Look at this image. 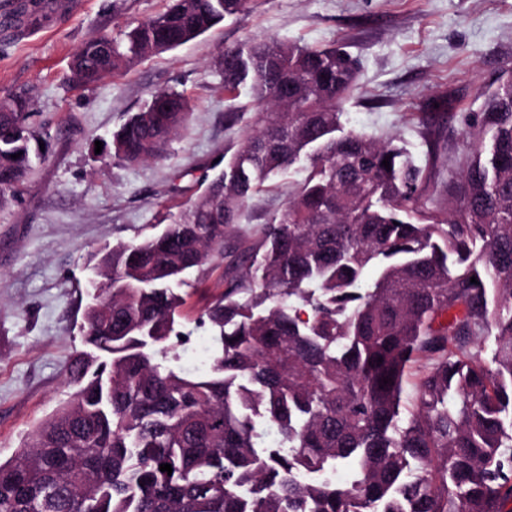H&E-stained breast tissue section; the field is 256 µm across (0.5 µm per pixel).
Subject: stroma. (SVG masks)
<instances>
[{
	"label": "stroma",
	"instance_id": "stroma-1",
	"mask_svg": "<svg viewBox=\"0 0 512 512\" xmlns=\"http://www.w3.org/2000/svg\"><path fill=\"white\" fill-rule=\"evenodd\" d=\"M80 2L75 15L0 39V97L26 94L49 134L46 144H32V167L0 210L1 461L70 393L69 366L86 349L80 325L91 255L105 243L160 232L163 217L179 216L203 193L216 159L250 126V99L224 93L216 66L222 50L249 35L343 47L359 64L346 128L398 137L421 159L430 103L448 97L454 108L437 148L451 171L466 151L463 113L481 111L485 91L512 70V0H250L211 32L80 90L71 61L82 42L135 26L167 0ZM162 87L185 92L193 105L188 129L163 159L126 164L96 150ZM301 177L298 170L278 177L280 192L256 199L243 231L280 210L288 183ZM202 306L198 295L188 297L181 327L188 339L175 345L178 364L201 374L216 349L210 325L197 322Z\"/></svg>",
	"mask_w": 512,
	"mask_h": 512
}]
</instances>
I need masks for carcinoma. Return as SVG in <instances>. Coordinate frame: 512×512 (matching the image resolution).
<instances>
[{"instance_id":"obj_1","label":"carcinoma","mask_w":512,"mask_h":512,"mask_svg":"<svg viewBox=\"0 0 512 512\" xmlns=\"http://www.w3.org/2000/svg\"><path fill=\"white\" fill-rule=\"evenodd\" d=\"M247 3L168 0L89 36L74 78L128 70ZM218 69L224 93L255 103L251 128L160 233L92 255L104 288L81 331L98 356L72 364L69 399L0 461V512H512V75L448 173L432 150L420 165L393 137L345 128L358 65L341 47L246 37ZM191 112L184 93L153 91L112 157L161 158ZM33 117L25 96L0 98V204L46 135ZM297 167L284 208L242 239L254 197ZM231 235L224 291L198 316L219 344L201 376L167 364L176 289L205 286ZM262 422L281 436L272 453ZM338 464L343 485L326 477Z\"/></svg>"}]
</instances>
